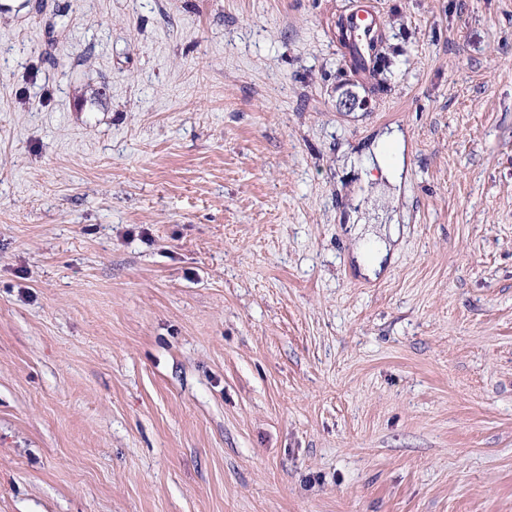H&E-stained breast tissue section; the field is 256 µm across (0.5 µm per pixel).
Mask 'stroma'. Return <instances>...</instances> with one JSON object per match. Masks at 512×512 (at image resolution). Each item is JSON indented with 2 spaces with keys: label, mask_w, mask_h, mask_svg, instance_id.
Segmentation results:
<instances>
[{
  "label": "stroma",
  "mask_w": 512,
  "mask_h": 512,
  "mask_svg": "<svg viewBox=\"0 0 512 512\" xmlns=\"http://www.w3.org/2000/svg\"><path fill=\"white\" fill-rule=\"evenodd\" d=\"M374 2L0 0V512H512V0ZM351 13L342 22L345 45L350 61L358 66L361 73L368 75L376 55L379 38V15L367 0H357ZM404 149L403 133L393 128L392 131L385 132L370 151L371 163L378 166L391 186H397L402 181ZM357 239L354 256L363 276L375 280L383 275L395 255L394 244L399 237L398 224H384L380 230L366 228L365 224H347ZM387 225H390L387 227Z\"/></svg>",
  "instance_id": "35a3bbf8"
}]
</instances>
